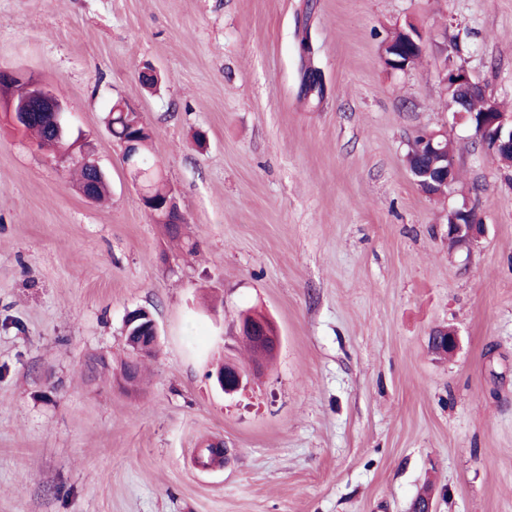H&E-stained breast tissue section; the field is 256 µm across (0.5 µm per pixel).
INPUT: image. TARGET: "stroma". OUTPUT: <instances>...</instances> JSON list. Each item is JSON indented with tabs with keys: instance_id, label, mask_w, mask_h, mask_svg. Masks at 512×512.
Returning a JSON list of instances; mask_svg holds the SVG:
<instances>
[{
	"instance_id": "obj_1",
	"label": "stroma",
	"mask_w": 512,
	"mask_h": 512,
	"mask_svg": "<svg viewBox=\"0 0 512 512\" xmlns=\"http://www.w3.org/2000/svg\"><path fill=\"white\" fill-rule=\"evenodd\" d=\"M410 22L422 57L387 70ZM451 43L512 113V0H0V67L63 98L111 189L84 199L0 110V512H408L427 486L435 512H512V168L452 119ZM116 101L197 254L142 207ZM421 130L452 144L448 196L406 167ZM465 202L486 232L452 251ZM136 308L160 344L126 389ZM249 311L281 337L257 371ZM225 362L253 372L232 396ZM117 106L118 105H113L112 117L109 121L112 136L121 140L123 136L129 137L134 134H140L142 125L140 124L139 115L135 114L136 111L124 105H120L123 112H114Z\"/></svg>"
}]
</instances>
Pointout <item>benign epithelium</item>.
<instances>
[{
  "label": "benign epithelium",
  "mask_w": 512,
  "mask_h": 512,
  "mask_svg": "<svg viewBox=\"0 0 512 512\" xmlns=\"http://www.w3.org/2000/svg\"><path fill=\"white\" fill-rule=\"evenodd\" d=\"M421 54V34L415 26L409 25L385 42L382 60L387 69L404 71L414 66ZM442 73L456 102L453 118L469 123L492 154L512 153V114L501 111L491 100L484 111H470V101L482 92V86L472 81L467 71L456 65L452 58L443 60ZM15 84L25 85V92L0 103L14 128L24 131L28 125L40 120L55 127L66 119V106L52 88L31 74L1 67L0 85L11 87ZM446 139L443 132H429L425 136V150L409 145V153L418 159L417 165L409 172L421 192L428 197L441 196L440 188H450L456 181L454 159L448 157V149L443 147ZM139 197L142 206L156 221L162 224L182 222V215L172 195H167L163 201H154L144 192ZM448 215V239L454 241V247L469 248L483 236L484 224L474 208L464 203L449 209ZM125 333L130 350L139 356L150 355L160 342L157 323L152 314L143 308L127 312ZM253 344L257 354L254 370L258 371L280 344V336L269 318L262 319V324L256 327ZM213 377L215 385L228 396L239 392L244 386V375L231 363L219 368Z\"/></svg>",
  "instance_id": "7a95c632"
}]
</instances>
